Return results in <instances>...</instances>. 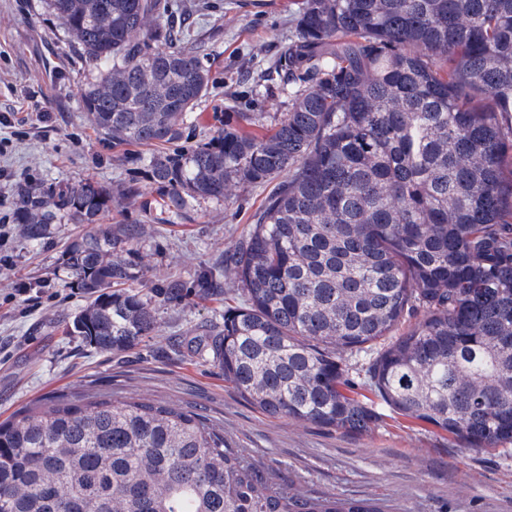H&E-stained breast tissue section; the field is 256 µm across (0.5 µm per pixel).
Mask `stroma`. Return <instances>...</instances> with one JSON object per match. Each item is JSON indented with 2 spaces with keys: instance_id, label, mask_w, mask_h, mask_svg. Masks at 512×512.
<instances>
[{
  "instance_id": "obj_1",
  "label": "stroma",
  "mask_w": 512,
  "mask_h": 512,
  "mask_svg": "<svg viewBox=\"0 0 512 512\" xmlns=\"http://www.w3.org/2000/svg\"><path fill=\"white\" fill-rule=\"evenodd\" d=\"M189 39L203 48L213 87L189 119L191 138L210 137L238 112L260 119L248 133L264 135L286 111L280 91L255 93L252 77L288 39L299 0H184ZM83 81L77 44L45 0H0V420L39 401L71 392L145 397L195 411L224 429L234 447L278 470L313 496L377 502L382 512H512V445L465 450L448 433L397 414L364 383L362 359H350L356 397L380 415L363 435H342L315 423L272 419L251 406L217 366L175 353V338L221 325L223 295L167 306L161 336L118 355L66 335L64 320L86 298L69 287L64 251L78 225L55 224L29 242L11 226L18 183L28 179L114 185L138 176L136 160L116 161L79 102ZM269 190L249 187L237 203L206 202L148 237L150 281L219 261L244 238Z\"/></svg>"
}]
</instances>
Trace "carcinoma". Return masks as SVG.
Instances as JSON below:
<instances>
[{
	"label": "carcinoma",
	"instance_id": "carcinoma-1",
	"mask_svg": "<svg viewBox=\"0 0 512 512\" xmlns=\"http://www.w3.org/2000/svg\"><path fill=\"white\" fill-rule=\"evenodd\" d=\"M79 46L82 108L118 160L151 147L141 177L109 188L24 181L12 223L40 241L85 227L65 254L87 295L71 336L118 354L160 335V308L224 293L241 304L186 342L264 415L363 435L378 416L347 394L346 360L392 409L466 449L512 444V0H301L271 68L288 110L261 137L229 121L183 125L209 93L177 0H47ZM278 181L224 260L147 286L138 204L236 203ZM414 317L407 331L399 325ZM9 512H381L312 497L245 457L200 414L147 399L63 394L0 423Z\"/></svg>",
	"mask_w": 512,
	"mask_h": 512
}]
</instances>
